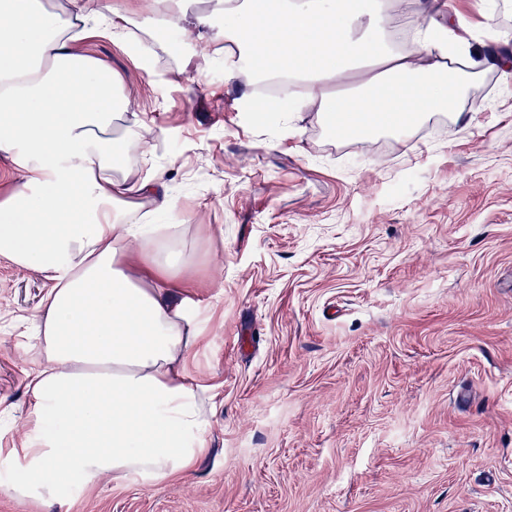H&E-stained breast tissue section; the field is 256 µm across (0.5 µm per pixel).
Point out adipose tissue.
Masks as SVG:
<instances>
[{"label":"adipose tissue","instance_id":"1","mask_svg":"<svg viewBox=\"0 0 512 512\" xmlns=\"http://www.w3.org/2000/svg\"><path fill=\"white\" fill-rule=\"evenodd\" d=\"M0 0V155L19 175L0 197V257L36 269L48 285L36 334L39 368L20 447L19 499L64 500L70 473L148 481L190 468L206 447L213 396L186 373L201 335L190 299L173 292L177 262L153 236L149 213L174 208L161 173L132 174L145 153L146 118L120 81L79 45L92 33L130 44L213 28L194 0ZM406 48H396L386 0H224L221 38L244 52L229 79L284 87L268 112L317 109L356 140L414 128L452 111L455 93L502 60L467 52L466 19L415 0ZM366 75L353 94L342 79Z\"/></svg>","mask_w":512,"mask_h":512}]
</instances>
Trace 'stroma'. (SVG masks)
Returning a JSON list of instances; mask_svg holds the SVG:
<instances>
[{
	"label": "stroma",
	"instance_id": "35a3bbf8",
	"mask_svg": "<svg viewBox=\"0 0 512 512\" xmlns=\"http://www.w3.org/2000/svg\"><path fill=\"white\" fill-rule=\"evenodd\" d=\"M143 69L84 45L165 134L162 173L184 231L179 292L206 331L191 376L216 389L207 448L144 482L69 477L65 501L0 512H512V69L373 146L318 112L259 123L191 20ZM41 275L0 257V448L19 447L37 367L18 325Z\"/></svg>",
	"mask_w": 512,
	"mask_h": 512
}]
</instances>
